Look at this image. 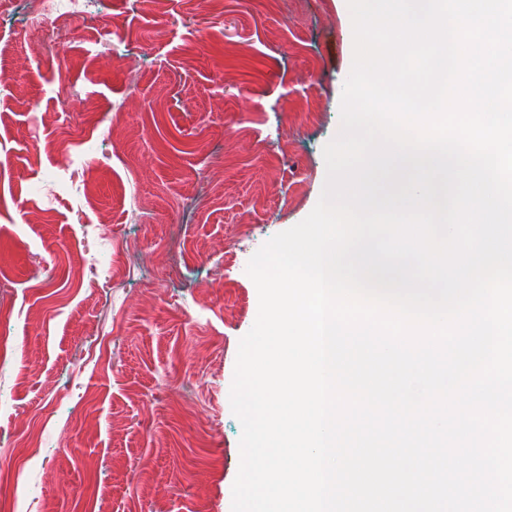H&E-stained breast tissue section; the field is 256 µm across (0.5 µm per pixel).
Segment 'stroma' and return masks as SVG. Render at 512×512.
<instances>
[{"instance_id": "1", "label": "stroma", "mask_w": 512, "mask_h": 512, "mask_svg": "<svg viewBox=\"0 0 512 512\" xmlns=\"http://www.w3.org/2000/svg\"><path fill=\"white\" fill-rule=\"evenodd\" d=\"M27 21L24 0L0 19V453L29 425L42 446L0 501L232 512L246 267L321 197L353 61L344 0H90L71 30L44 22L46 62Z\"/></svg>"}]
</instances>
